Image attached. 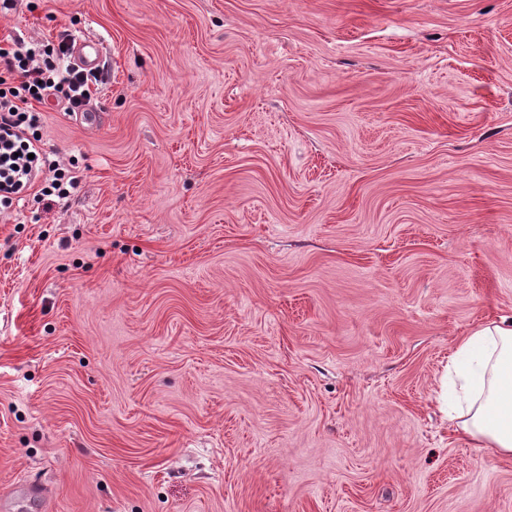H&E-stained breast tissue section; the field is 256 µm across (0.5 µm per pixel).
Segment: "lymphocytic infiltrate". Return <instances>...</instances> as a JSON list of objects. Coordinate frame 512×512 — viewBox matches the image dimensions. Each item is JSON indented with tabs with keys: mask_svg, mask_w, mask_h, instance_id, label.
<instances>
[{
	"mask_svg": "<svg viewBox=\"0 0 512 512\" xmlns=\"http://www.w3.org/2000/svg\"><path fill=\"white\" fill-rule=\"evenodd\" d=\"M67 40L58 44L13 41L0 47V215L12 212L35 183H43L40 200L51 209L70 198L80 183L75 171L41 147V105L64 104L66 112L84 111L87 91L99 76L67 65Z\"/></svg>",
	"mask_w": 512,
	"mask_h": 512,
	"instance_id": "lymphocytic-infiltrate-1",
	"label": "lymphocytic infiltrate"
}]
</instances>
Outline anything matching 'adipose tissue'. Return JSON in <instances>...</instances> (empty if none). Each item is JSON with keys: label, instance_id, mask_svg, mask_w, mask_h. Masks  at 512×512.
<instances>
[{"label": "adipose tissue", "instance_id": "1", "mask_svg": "<svg viewBox=\"0 0 512 512\" xmlns=\"http://www.w3.org/2000/svg\"><path fill=\"white\" fill-rule=\"evenodd\" d=\"M447 368L459 385L449 420L478 447L512 456V320L471 330L450 352Z\"/></svg>", "mask_w": 512, "mask_h": 512}]
</instances>
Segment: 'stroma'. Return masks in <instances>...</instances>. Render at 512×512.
<instances>
[{
    "label": "stroma",
    "instance_id": "obj_1",
    "mask_svg": "<svg viewBox=\"0 0 512 512\" xmlns=\"http://www.w3.org/2000/svg\"><path fill=\"white\" fill-rule=\"evenodd\" d=\"M100 43L71 200L0 221V512H512L436 402L512 317V0H18Z\"/></svg>",
    "mask_w": 512,
    "mask_h": 512
}]
</instances>
